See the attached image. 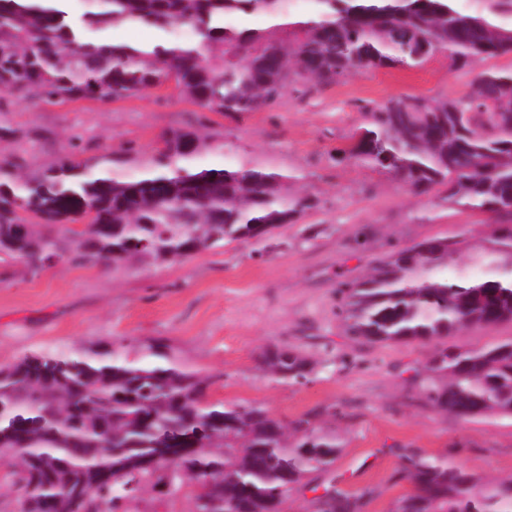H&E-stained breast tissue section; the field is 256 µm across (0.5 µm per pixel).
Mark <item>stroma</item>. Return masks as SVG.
I'll return each mask as SVG.
<instances>
[{
    "instance_id": "obj_1",
    "label": "stroma",
    "mask_w": 512,
    "mask_h": 512,
    "mask_svg": "<svg viewBox=\"0 0 512 512\" xmlns=\"http://www.w3.org/2000/svg\"><path fill=\"white\" fill-rule=\"evenodd\" d=\"M471 79L439 54L417 69L292 85L274 108L233 119L201 110L172 84L107 104L6 103L0 123L18 136L0 141V158L23 159L31 172L59 157L83 160L84 145L148 152L171 130L202 128L224 145L208 163L267 161L292 171L293 190L316 195L320 206L264 243L235 242L166 263L107 269L58 258L34 276L2 255L0 366L45 351L160 344L214 377L210 398L261 405L285 424L334 408L342 448L331 475L353 493L374 488L364 512H389L409 490L398 448L449 457L485 483L512 476L511 420L462 419L410 399L400 372L423 365L434 344H357L336 315L337 283L363 277L390 245L463 228L478 243L491 233L493 217L448 204L445 188L417 196L389 175L333 159L360 105L400 95L460 98ZM362 230L367 244L359 250ZM272 345L311 357V381L288 384L266 372L259 356Z\"/></svg>"
}]
</instances>
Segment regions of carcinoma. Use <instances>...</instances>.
Instances as JSON below:
<instances>
[{
  "label": "carcinoma",
  "instance_id": "1",
  "mask_svg": "<svg viewBox=\"0 0 512 512\" xmlns=\"http://www.w3.org/2000/svg\"><path fill=\"white\" fill-rule=\"evenodd\" d=\"M83 2L74 16L45 0H0V102L107 103L172 81L201 109L235 118L272 108L298 80L328 86L446 54L450 70L474 73L468 96L366 105L333 159L389 174L416 195L444 187L454 206L512 218V69L475 71L512 58V27L456 0H310L307 19L271 28L244 20L286 16L285 0ZM176 25L194 38L173 36ZM119 27L153 29L157 39L149 48L106 40ZM222 149L215 135L175 129L149 154L125 149L124 162L140 168L133 177L114 173L110 153L31 173L1 159L0 254L33 275L64 255L93 266L175 261L260 241L318 207L269 163H202ZM84 219V230L72 228ZM336 309L358 344L429 343L512 324V224L478 247L464 230L394 246L363 278L339 283ZM262 363L289 384L315 370L288 345L266 350ZM410 371L418 399L438 412L512 419V337L445 344ZM213 384L153 345L135 356L125 347L36 353L0 367V451L14 460L0 483L28 496L27 512H131L147 495L180 491L197 503L218 495L243 512H282L291 492L319 489L338 512L364 508L372 490L318 483L340 452L336 412L285 426L260 405L209 401ZM390 452L412 485L396 512H512V476L480 487L446 457Z\"/></svg>",
  "mask_w": 512,
  "mask_h": 512
}]
</instances>
